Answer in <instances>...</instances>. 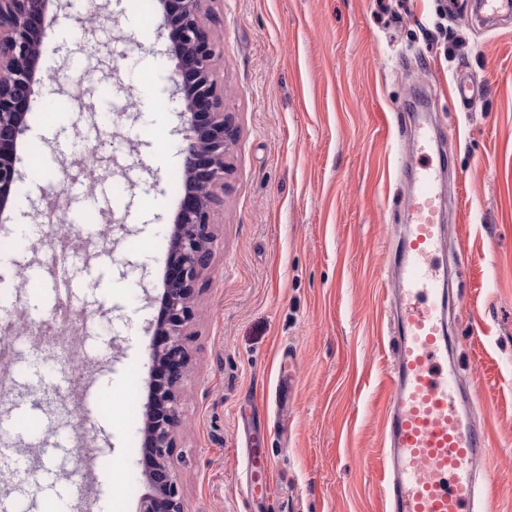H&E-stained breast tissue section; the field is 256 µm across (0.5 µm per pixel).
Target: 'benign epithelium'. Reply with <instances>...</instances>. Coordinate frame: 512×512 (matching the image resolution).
I'll return each mask as SVG.
<instances>
[{
    "label": "benign epithelium",
    "instance_id": "benign-epithelium-1",
    "mask_svg": "<svg viewBox=\"0 0 512 512\" xmlns=\"http://www.w3.org/2000/svg\"><path fill=\"white\" fill-rule=\"evenodd\" d=\"M209 2L161 0L160 29L171 40L176 60L172 82L182 106L184 193L169 234L168 265L176 275L163 278L164 317L153 325V335L163 337V343L150 353L143 435L153 466L144 473L147 492L139 500L138 512H184L172 453L182 425L185 340L194 315L196 282L212 261L214 212L229 175L225 157L234 136L232 118L224 112V87L214 76L219 44ZM55 5L61 0H0V215L10 207L23 179L18 147L30 130L28 114L40 104L36 87L50 79L66 92L64 68L50 73L40 65L51 28L49 12ZM103 9L94 2L89 14L79 17L84 50L98 53L109 48L96 23ZM203 185L208 186L205 194ZM64 215L58 199L44 196L32 203L29 213L35 224L60 223Z\"/></svg>",
    "mask_w": 512,
    "mask_h": 512
}]
</instances>
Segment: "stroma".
Masks as SVG:
<instances>
[{"label":"stroma","instance_id":"1","mask_svg":"<svg viewBox=\"0 0 512 512\" xmlns=\"http://www.w3.org/2000/svg\"><path fill=\"white\" fill-rule=\"evenodd\" d=\"M223 44L216 75L238 136L232 174L215 209L212 262L197 282L186 348L183 425L173 466L185 512H377L378 398L390 365L380 340L382 291L395 225L404 221L396 155L417 150L413 129L393 148L400 108L427 104L439 125L445 225L441 256L453 298L461 384L491 437L496 512H512V19L477 25L463 0H212ZM125 60L106 71L79 51L83 34L60 11L42 65L67 64L81 95L68 99L66 147L47 174L25 160L13 240L38 194L66 190L65 165L93 155L112 170L120 203L94 195L99 222H116L112 243L78 228L75 260L86 269L76 293L41 303L20 293L13 319L48 318L59 308L83 319L71 358L93 363L83 396L103 411L87 419L83 443L69 442L64 481L92 458L94 512H136L147 366L169 250L164 229L180 197L181 118L154 126L128 95L171 98L175 62L154 0H109L97 18ZM480 81L468 109L448 95L459 70ZM109 75L102 97L97 81ZM108 352L107 360L96 357ZM292 357L284 382L280 365ZM54 384L21 376L13 359L0 380V421L20 410L30 427L26 477L0 469V505L16 507L55 467L51 448L69 416ZM121 402L123 425L104 410ZM273 471L271 493L250 477L247 450Z\"/></svg>","mask_w":512,"mask_h":512}]
</instances>
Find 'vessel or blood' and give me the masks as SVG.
I'll use <instances>...</instances> for the list:
<instances>
[{
    "mask_svg": "<svg viewBox=\"0 0 512 512\" xmlns=\"http://www.w3.org/2000/svg\"><path fill=\"white\" fill-rule=\"evenodd\" d=\"M476 75L457 74L449 95L466 106L475 100ZM431 114L418 116L420 155L411 157L415 188L407 200L403 259L389 298L386 330L393 360L379 409L381 448L376 498L380 512H493L495 461L487 431L463 403L458 371L448 357L447 266L439 259L442 227L436 219L438 167ZM0 463L23 471L25 460L0 426Z\"/></svg>",
    "mask_w": 512,
    "mask_h": 512,
    "instance_id": "b4317fda",
    "label": "vessel or blood"
}]
</instances>
